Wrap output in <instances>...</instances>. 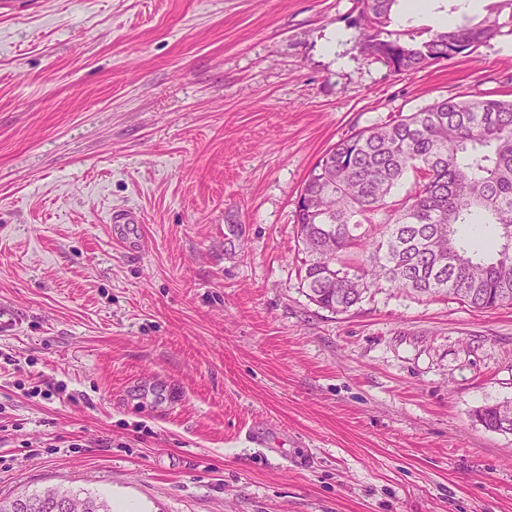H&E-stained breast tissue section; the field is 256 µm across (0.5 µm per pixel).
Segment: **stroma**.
<instances>
[{
    "label": "stroma",
    "instance_id": "1",
    "mask_svg": "<svg viewBox=\"0 0 512 512\" xmlns=\"http://www.w3.org/2000/svg\"><path fill=\"white\" fill-rule=\"evenodd\" d=\"M354 0H0V496L512 512V306L314 305L295 202L352 131L512 99V27L415 73ZM133 210L144 243L110 236ZM476 417L487 429L512 434V404L503 403L483 407Z\"/></svg>",
    "mask_w": 512,
    "mask_h": 512
}]
</instances>
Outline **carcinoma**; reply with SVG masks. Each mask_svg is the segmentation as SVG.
I'll use <instances>...</instances> for the list:
<instances>
[{
  "label": "carcinoma",
  "mask_w": 512,
  "mask_h": 512,
  "mask_svg": "<svg viewBox=\"0 0 512 512\" xmlns=\"http://www.w3.org/2000/svg\"><path fill=\"white\" fill-rule=\"evenodd\" d=\"M396 2L357 0L353 24L361 53L400 73L471 51L512 23L511 13L408 42L388 30ZM409 176L411 188L395 199ZM296 223L301 282L324 310L347 313L383 286L477 310L512 305V100H436L339 140L304 181ZM476 417L512 434L511 403ZM53 495L20 496L24 512H53ZM67 496L74 512H112L105 500Z\"/></svg>",
  "instance_id": "cac0c4a2"
}]
</instances>
